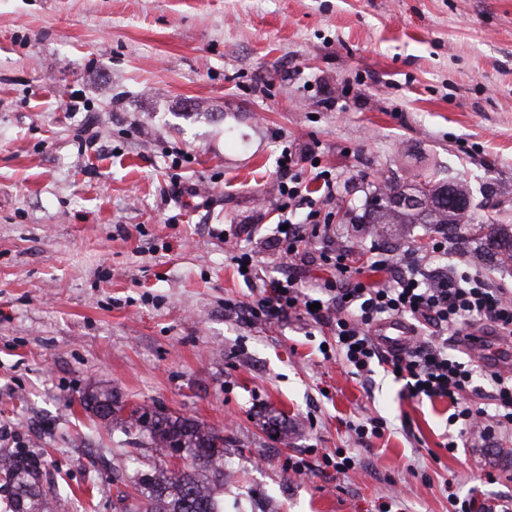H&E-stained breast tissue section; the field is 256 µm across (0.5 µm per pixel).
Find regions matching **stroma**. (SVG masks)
<instances>
[{
    "instance_id": "35a3bbf8",
    "label": "stroma",
    "mask_w": 512,
    "mask_h": 512,
    "mask_svg": "<svg viewBox=\"0 0 512 512\" xmlns=\"http://www.w3.org/2000/svg\"><path fill=\"white\" fill-rule=\"evenodd\" d=\"M288 148L336 245L434 239L352 217L386 177L438 168L492 187L512 224V0H0V450L65 476L70 512H125L114 481L145 466L83 409L101 387L223 431L224 512L512 502V443L449 454L447 402L349 374L298 314L225 309L254 293L231 254L286 274ZM367 413L388 422L368 450ZM340 448L344 474L326 462Z\"/></svg>"
}]
</instances>
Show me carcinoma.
Segmentation results:
<instances>
[{"label": "carcinoma", "instance_id": "cac0c4a2", "mask_svg": "<svg viewBox=\"0 0 512 512\" xmlns=\"http://www.w3.org/2000/svg\"><path fill=\"white\" fill-rule=\"evenodd\" d=\"M444 182H426L416 191L425 199L419 211L377 207L374 201L388 194L386 183L374 187L366 197L358 221L374 225L378 235L392 224H423L442 228L461 250L475 243L498 265L512 264V231L503 224H474L443 198ZM84 409L103 421L124 412L125 404L108 390L82 397ZM130 427L139 432V449L185 448L189 462L184 468L168 470L162 465L136 474L131 490H120L131 512H224V436L193 418L163 410L137 407L128 413ZM0 476L12 488L8 512H43V488L34 458L19 452H0Z\"/></svg>", "mask_w": 512, "mask_h": 512}]
</instances>
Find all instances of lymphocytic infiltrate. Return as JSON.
I'll use <instances>...</instances> for the list:
<instances>
[{
  "mask_svg": "<svg viewBox=\"0 0 512 512\" xmlns=\"http://www.w3.org/2000/svg\"><path fill=\"white\" fill-rule=\"evenodd\" d=\"M332 224H293L275 247L281 258L305 260L317 239L329 237ZM322 260L332 271L318 294L305 292L297 277L267 278L253 255L232 256L242 278L254 289L250 302L236 308L247 319L271 321L290 311L329 330L334 348L352 374L371 378L376 368L398 374L406 398L447 401L449 425L444 444L455 452L458 439L482 442L512 438V374L495 371L492 389L475 385L472 363L449 355L448 332L492 326L512 335V289L491 286L482 272L463 270L452 260L447 240L410 246L403 257L393 252L333 248ZM410 320L412 339L404 349L385 350L371 331L388 320ZM483 402H474V395Z\"/></svg>",
  "mask_w": 512,
  "mask_h": 512,
  "instance_id": "lymphocytic-infiltrate-1",
  "label": "lymphocytic infiltrate"
}]
</instances>
